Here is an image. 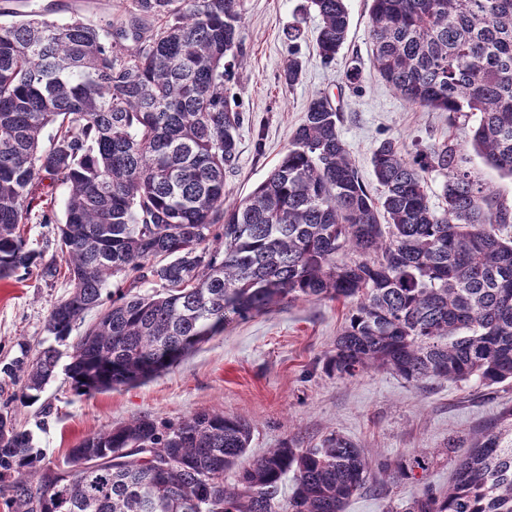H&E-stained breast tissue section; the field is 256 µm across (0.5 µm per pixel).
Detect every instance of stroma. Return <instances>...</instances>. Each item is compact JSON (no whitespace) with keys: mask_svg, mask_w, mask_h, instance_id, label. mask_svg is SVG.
Listing matches in <instances>:
<instances>
[{"mask_svg":"<svg viewBox=\"0 0 512 512\" xmlns=\"http://www.w3.org/2000/svg\"><path fill=\"white\" fill-rule=\"evenodd\" d=\"M305 0H243L242 55L230 83L244 119L239 129L238 166L228 178L231 196L243 197L262 182L287 151L310 99L324 93L338 105L341 136L371 194H378L370 162L373 147L395 137L413 154L446 138L468 143L475 118L449 125L444 112L409 105L374 70L366 0H348L350 29L332 64H324L314 44L320 19L300 13ZM123 0H19L23 12L64 20L79 14L96 23L118 14ZM300 24L297 50L284 37ZM303 63L299 82L281 78L290 56ZM362 70L359 90L343 84L348 67ZM68 291L65 280L36 276L0 280V365L17 354V341L51 345L45 324L52 305ZM351 310L344 301H296L267 313L225 324L173 368L145 383L78 396L65 374H57L38 404L10 409L42 448L47 465L62 463L86 435L149 415L177 421L201 411L241 415L252 424L247 460L282 441L301 447L327 434L349 437L371 451L373 459L400 458L415 450L431 454L426 484L442 490L451 483L457 461L471 439L504 407L512 406V384L486 387L478 382H406L387 370L339 379L323 368L325 354ZM49 416H41V407ZM417 490L407 481H388L383 490L354 496L344 512H400Z\"/></svg>","mask_w":512,"mask_h":512,"instance_id":"obj_1","label":"stroma"}]
</instances>
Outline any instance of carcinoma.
Listing matches in <instances>:
<instances>
[{
  "label": "carcinoma",
  "instance_id": "1",
  "mask_svg": "<svg viewBox=\"0 0 512 512\" xmlns=\"http://www.w3.org/2000/svg\"><path fill=\"white\" fill-rule=\"evenodd\" d=\"M307 4L329 63L346 40L347 0ZM242 20V0H131L100 25L36 12L0 25V279L36 268L66 280L46 320L57 342L98 310L65 369L73 392L143 383L229 321L326 299L353 303L325 357L338 378L386 369L416 384L512 380V237L500 235L512 210L466 157L471 147L512 178V0H368L381 78L415 108L477 117L470 146L444 139L411 161L399 139L379 141L377 197L324 95L265 180L230 196L241 117L226 83ZM302 70L290 59L284 82ZM432 173L444 177L440 210L426 193ZM46 178L68 187L48 259L23 229L56 222ZM114 278L129 290L108 291ZM19 349L0 374L22 376L11 401L30 406L56 377L59 351ZM252 434L248 419L218 411L144 415L84 437L56 465L68 478L52 483L32 433L0 410V485L10 512H343L367 489L372 460L344 435L314 448L290 439L246 463ZM130 448L150 459L74 469ZM429 464L420 451L377 464L419 486L402 512H512V406L472 438L448 489L425 485Z\"/></svg>",
  "mask_w": 512,
  "mask_h": 512
}]
</instances>
